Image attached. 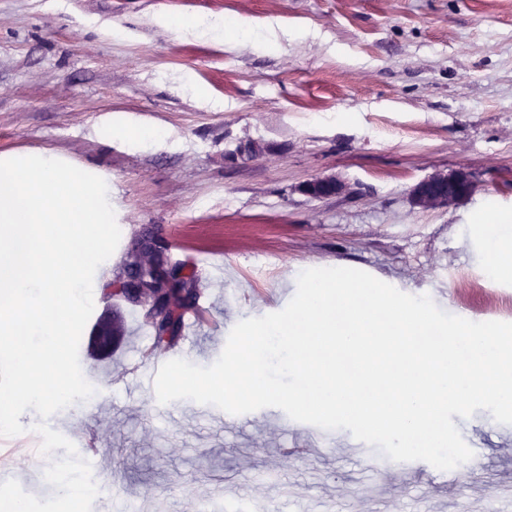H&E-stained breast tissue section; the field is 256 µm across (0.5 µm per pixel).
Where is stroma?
I'll list each match as a JSON object with an SVG mask.
<instances>
[{"mask_svg": "<svg viewBox=\"0 0 512 512\" xmlns=\"http://www.w3.org/2000/svg\"><path fill=\"white\" fill-rule=\"evenodd\" d=\"M235 32L202 38L195 20ZM127 123L108 136L109 119ZM256 153H247V145ZM55 154L107 184L122 240L148 229L175 261L209 256V315L193 341L213 364L240 321L282 310L302 270L347 267L450 314L512 322V277L485 269L488 220L512 216V0H0V157ZM466 169L472 196L432 211L413 187ZM318 177L344 193L313 199ZM99 297L80 366L97 388L48 423L92 466L111 512H497L512 496V425L455 418L479 463L451 481L377 447L365 471L350 431L266 407L224 426L219 408L159 404L142 322L100 346ZM34 410L0 437V468L39 499ZM298 449L287 457V449Z\"/></svg>", "mask_w": 512, "mask_h": 512, "instance_id": "35a3bbf8", "label": "stroma"}]
</instances>
